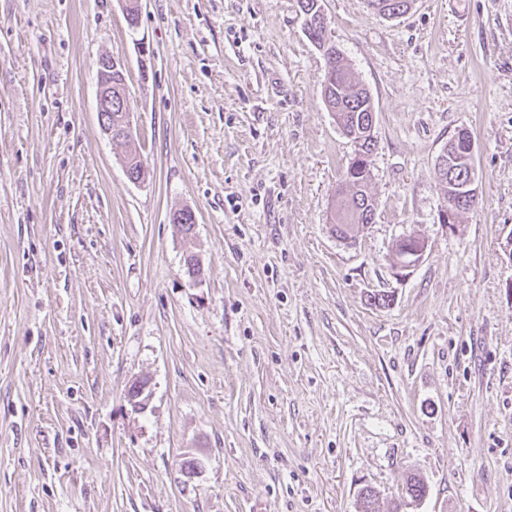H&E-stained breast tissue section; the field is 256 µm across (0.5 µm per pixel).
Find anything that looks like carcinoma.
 Wrapping results in <instances>:
<instances>
[{
	"mask_svg": "<svg viewBox=\"0 0 512 512\" xmlns=\"http://www.w3.org/2000/svg\"><path fill=\"white\" fill-rule=\"evenodd\" d=\"M411 0H368V4L381 13L399 12L404 14L410 7ZM326 73L330 74L331 83L324 86V97L329 99L336 113L340 126L352 131L360 128L361 121L374 113V106L368 90L356 79L350 65L341 56L326 57ZM125 74L112 73V127L121 126L123 117L121 98L118 93L125 90ZM440 183L454 193L455 198H467L468 188L467 167L465 156L455 150L448 149L447 167L440 170ZM371 181L370 166L354 170L351 180L347 183L338 199L334 215V231L340 239L347 240L354 231V226L364 224L373 211L374 197L369 191ZM426 494L424 480L411 474L407 476L401 493L395 502V512H409Z\"/></svg>",
	"mask_w": 512,
	"mask_h": 512,
	"instance_id": "cac0c4a2",
	"label": "carcinoma"
}]
</instances>
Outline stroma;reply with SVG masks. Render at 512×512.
<instances>
[{
  "instance_id": "35a3bbf8",
  "label": "stroma",
  "mask_w": 512,
  "mask_h": 512,
  "mask_svg": "<svg viewBox=\"0 0 512 512\" xmlns=\"http://www.w3.org/2000/svg\"><path fill=\"white\" fill-rule=\"evenodd\" d=\"M141 4L132 28L123 0H0V512H358L366 488L391 512L411 473L416 512H512V0H322L375 109L350 244L354 145L297 0ZM462 129L480 201L451 231L435 163ZM99 67L102 75V80L98 82L97 91V112L99 114L100 127L102 132L115 140L125 138L128 141H133V127H132V113L128 107V94L126 87L125 74L122 71L121 74L112 72V70L119 69L121 63L115 57L109 55H102L99 58ZM99 67H98V81H99ZM118 91L122 92V100L124 102V108L126 115L123 120V126L118 128L120 130L119 135L112 131V127L117 128L121 126V120L123 117L121 98L118 96ZM108 116L111 117L108 120ZM363 141L364 137L353 141L355 151L351 156L346 170L349 167L352 171L354 168L368 164L371 155L365 152V148L361 147ZM370 181V164L355 169L351 180L347 183L345 189L342 190V195H340L338 199V203L335 207L334 222L332 224H335L334 231H336V236L343 240L348 239L346 242L353 241L355 237L357 238L359 234L363 233L369 226L366 221L368 220L369 214L373 211V201L375 200L369 191ZM377 206L378 204L375 203L372 218L369 220L370 224L373 222ZM355 224L360 225L356 228L354 239H351L349 237H352L351 233L354 231Z\"/></svg>"
}]
</instances>
